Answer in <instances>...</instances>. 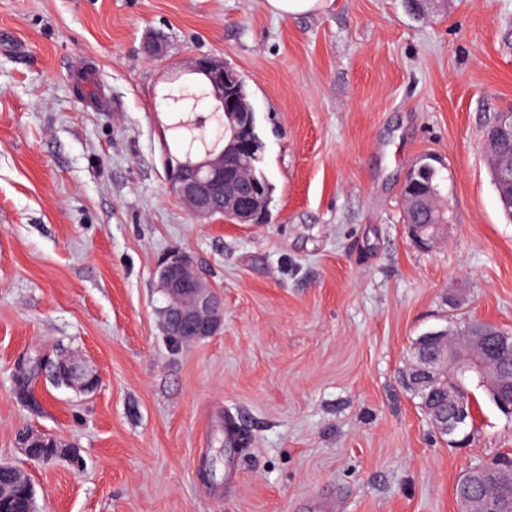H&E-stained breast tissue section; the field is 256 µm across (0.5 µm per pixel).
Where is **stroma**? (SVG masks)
<instances>
[{
	"instance_id": "stroma-1",
	"label": "stroma",
	"mask_w": 512,
	"mask_h": 512,
	"mask_svg": "<svg viewBox=\"0 0 512 512\" xmlns=\"http://www.w3.org/2000/svg\"><path fill=\"white\" fill-rule=\"evenodd\" d=\"M263 2L0 0V460L36 512H460L469 467L512 455L487 397L460 444L401 383L426 332H512L483 156L512 112V0ZM200 55L246 80L268 223L197 224L168 190L167 78ZM428 156L449 223L425 248L401 187ZM174 253L224 297L222 329L176 347L156 275ZM36 352L83 354L99 388L41 376L24 400ZM228 416L248 442L224 452ZM22 428L80 465L29 460ZM266 9L280 17L319 13L324 0H265Z\"/></svg>"
}]
</instances>
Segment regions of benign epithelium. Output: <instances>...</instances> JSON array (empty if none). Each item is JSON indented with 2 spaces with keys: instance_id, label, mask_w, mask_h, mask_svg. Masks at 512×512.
<instances>
[{
  "instance_id": "benign-epithelium-1",
  "label": "benign epithelium",
  "mask_w": 512,
  "mask_h": 512,
  "mask_svg": "<svg viewBox=\"0 0 512 512\" xmlns=\"http://www.w3.org/2000/svg\"><path fill=\"white\" fill-rule=\"evenodd\" d=\"M190 71L206 80L207 97L214 103L213 111L222 113V120L211 124L195 114L184 122L200 132L214 145L200 158L185 162L167 161L166 177L170 192L180 201L197 224H211L219 214L234 216L239 224H262L266 199L258 189L244 188V176L235 162L254 149L252 106L239 93L244 77L219 56L195 58ZM512 139V113L501 115L484 135V154L495 180L512 183V152L500 149V140ZM406 208L424 210L434 216L429 224L432 233L421 237L420 224L410 225L416 243L425 247L440 239L445 226L434 191L418 185L405 197ZM159 288L166 306L161 311L160 327L176 343L196 342L216 334L224 323V301L214 286L206 282L185 256L174 254L158 270ZM512 350V336L485 322L461 331L459 343H448V333L431 331L413 348V362L403 374L406 388L425 397V413L438 433L458 430L474 419L472 389L478 388L495 397L512 416V370L492 368L491 357ZM54 377L79 393H91L100 385L99 375L87 360L75 354L58 358L50 365ZM57 440L45 434L27 431L21 438L20 450L27 458L36 456L31 449ZM466 488L460 494L464 512H493L486 497L489 489L482 477V465L472 467L464 476Z\"/></svg>"
}]
</instances>
